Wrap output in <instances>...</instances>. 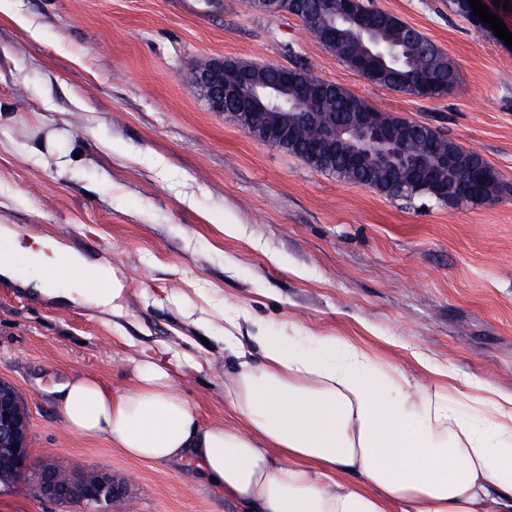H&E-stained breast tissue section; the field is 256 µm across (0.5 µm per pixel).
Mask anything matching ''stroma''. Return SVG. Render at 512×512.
I'll use <instances>...</instances> for the list:
<instances>
[{"label":"stroma","mask_w":512,"mask_h":512,"mask_svg":"<svg viewBox=\"0 0 512 512\" xmlns=\"http://www.w3.org/2000/svg\"><path fill=\"white\" fill-rule=\"evenodd\" d=\"M373 5L456 62L448 96L374 84L301 19L248 0H14L24 25L0 14V247L50 237L122 289L114 314L0 277V379L26 404L37 462L124 486L106 512H238L190 460H134L73 433L55 392L80 375L125 390L140 350L166 345L190 358L179 393L223 421L228 306L305 348L362 346L467 417L512 398V48L452 0ZM217 56L301 67L431 125L505 190L448 206L318 172L194 95L191 68ZM0 512L83 509L16 488Z\"/></svg>","instance_id":"1"}]
</instances>
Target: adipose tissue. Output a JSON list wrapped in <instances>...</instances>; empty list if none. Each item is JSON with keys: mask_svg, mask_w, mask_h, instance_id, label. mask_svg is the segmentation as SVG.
<instances>
[{"mask_svg": "<svg viewBox=\"0 0 512 512\" xmlns=\"http://www.w3.org/2000/svg\"><path fill=\"white\" fill-rule=\"evenodd\" d=\"M39 271L47 295L107 307L121 291L99 265L21 243L0 250V275ZM244 308L224 313L221 425L202 423L179 395L180 354L142 352L134 384L113 392L76 376L60 390L74 433L108 437L131 458H190L241 512H512V398L461 419L447 395L347 345L339 359L324 336L306 350L247 335Z\"/></svg>", "mask_w": 512, "mask_h": 512, "instance_id": "adipose-tissue-1", "label": "adipose tissue"}]
</instances>
